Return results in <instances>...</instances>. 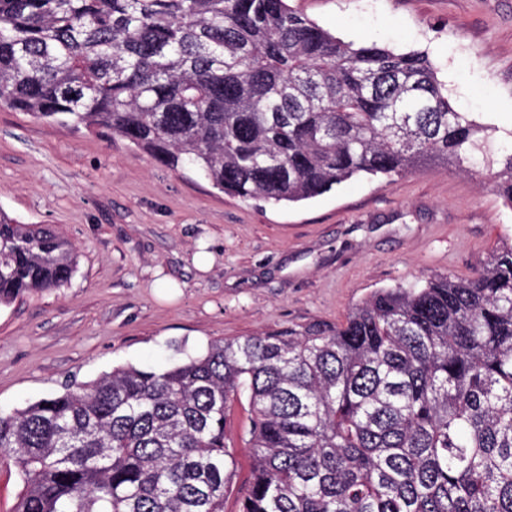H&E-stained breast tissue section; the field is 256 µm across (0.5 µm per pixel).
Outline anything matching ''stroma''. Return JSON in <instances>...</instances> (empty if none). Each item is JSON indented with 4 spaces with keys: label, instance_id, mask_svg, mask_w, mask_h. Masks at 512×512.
<instances>
[{
    "label": "stroma",
    "instance_id": "obj_1",
    "mask_svg": "<svg viewBox=\"0 0 512 512\" xmlns=\"http://www.w3.org/2000/svg\"><path fill=\"white\" fill-rule=\"evenodd\" d=\"M288 3L344 40L427 50L455 109L512 133V0ZM494 180L433 166L293 207L244 202L121 139L0 106V209L77 253L65 287L0 306V409L216 340L333 325L379 288L468 277L512 236Z\"/></svg>",
    "mask_w": 512,
    "mask_h": 512
}]
</instances>
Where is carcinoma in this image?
I'll list each match as a JSON object with an SVG mask.
<instances>
[{
	"label": "carcinoma",
	"mask_w": 512,
	"mask_h": 512,
	"mask_svg": "<svg viewBox=\"0 0 512 512\" xmlns=\"http://www.w3.org/2000/svg\"><path fill=\"white\" fill-rule=\"evenodd\" d=\"M128 141L243 201L443 164L512 206V148L427 52L347 42L288 0H0V106ZM77 268L0 209V305ZM512 512V238L466 279L379 288L336 326L212 342L0 411L14 512ZM248 402L246 397H242L241 401L235 402L232 407L231 418H232V432L237 439V458L239 460V470L237 477V485H240L242 481L247 477L249 473V458L247 448H244V444L239 440L240 436H243L248 427Z\"/></svg>",
	"instance_id": "1"
}]
</instances>
